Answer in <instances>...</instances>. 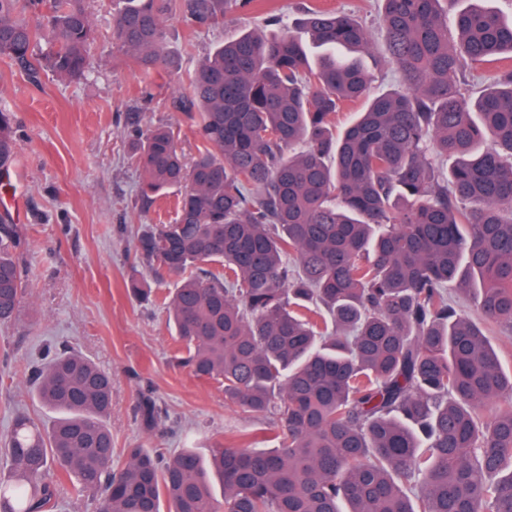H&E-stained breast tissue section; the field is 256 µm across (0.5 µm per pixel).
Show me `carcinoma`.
Segmentation results:
<instances>
[{
	"instance_id": "cac0c4a2",
	"label": "carcinoma",
	"mask_w": 512,
	"mask_h": 512,
	"mask_svg": "<svg viewBox=\"0 0 512 512\" xmlns=\"http://www.w3.org/2000/svg\"><path fill=\"white\" fill-rule=\"evenodd\" d=\"M83 2L0 0V58L86 75ZM248 2L127 0L113 45L148 76L170 65L166 18L212 25ZM456 2L383 0L376 64L397 69V89L367 95L372 76L336 48L369 53L371 32L310 6L305 28L325 50L316 63L292 32L252 31L196 65L173 99L202 141L192 159L171 128L129 118L142 204L181 190L175 221L136 242L144 264L176 277V362L243 411L274 416L279 443L210 449L222 503L188 449L166 460L130 448L114 469L111 377L48 348L29 382L61 417L44 429L16 417L0 512H50L60 476L102 491L101 512H512V373L488 334L512 328V17ZM469 66L493 70L475 94ZM15 152L0 107V169ZM20 244L0 217L1 323L26 296ZM161 413L150 400L140 409L147 427Z\"/></svg>"
}]
</instances>
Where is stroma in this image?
<instances>
[{
	"label": "stroma",
	"mask_w": 512,
	"mask_h": 512,
	"mask_svg": "<svg viewBox=\"0 0 512 512\" xmlns=\"http://www.w3.org/2000/svg\"><path fill=\"white\" fill-rule=\"evenodd\" d=\"M313 4L378 28L382 0H253L213 27L171 17L165 29L174 63L147 78L113 47L112 18L124 0H84L96 30L93 73L75 80L44 70L33 76L0 58V106L15 115L14 165L23 196L16 226L26 271L25 302L11 322L0 324V441L17 415L42 426L55 419L28 383L30 366L49 344L81 353L111 376L113 466L135 447L167 457L190 448L206 458L239 435L273 447V417L241 412L220 384L174 363L181 345L167 310L173 280L144 265L135 245L146 226L173 222L180 191L169 189L142 207V171L131 158L126 118L134 113L141 127H172L185 156L194 157L195 127L171 105L189 73L216 45L242 32L274 36L295 27ZM146 83L154 94L148 102L141 96ZM134 278L151 288V302L129 294ZM146 396L166 412L150 428L138 415Z\"/></svg>",
	"instance_id": "stroma-1"
}]
</instances>
